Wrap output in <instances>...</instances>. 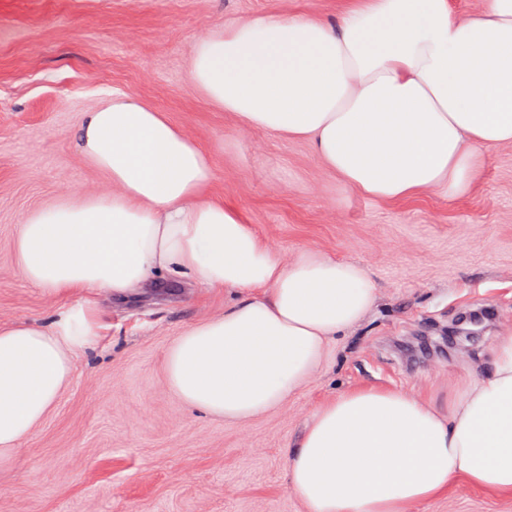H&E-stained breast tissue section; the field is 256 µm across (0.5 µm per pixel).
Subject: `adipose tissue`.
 Instances as JSON below:
<instances>
[{"instance_id":"obj_1","label":"adipose tissue","mask_w":512,"mask_h":512,"mask_svg":"<svg viewBox=\"0 0 512 512\" xmlns=\"http://www.w3.org/2000/svg\"><path fill=\"white\" fill-rule=\"evenodd\" d=\"M188 76L240 129L306 141L353 193L452 200L479 179L489 149L512 143V0L469 15L451 0H349L333 20L260 12L199 37ZM78 144L112 191L73 193L20 226L26 281L75 298L49 323L0 325V463L98 340L95 294L126 296L171 269L245 289L165 356L174 394L231 422L286 402L372 306L360 264L311 248L282 262L238 209L207 198V151L154 105L113 93L89 112ZM288 468L310 512H404L459 478L512 491V335L450 410L373 389L322 404Z\"/></svg>"}]
</instances>
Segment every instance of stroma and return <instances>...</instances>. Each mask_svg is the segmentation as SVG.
<instances>
[{
	"mask_svg": "<svg viewBox=\"0 0 512 512\" xmlns=\"http://www.w3.org/2000/svg\"><path fill=\"white\" fill-rule=\"evenodd\" d=\"M343 0H0V324L46 323L63 306L19 272L26 214L111 183L76 148L86 112L115 92L161 109L210 155L209 192L238 208L282 260L304 247L364 266L375 299L288 401L247 422L186 407L164 355L188 326L243 294L171 273L139 297L99 295L103 324L45 420L0 466V512H309L287 460L316 409L360 390L446 407L512 335V143L489 150L466 196L383 203L348 192L301 140L239 130L192 87L195 39L277 9L336 17ZM497 311L465 349L461 313ZM406 512H512V494L457 480Z\"/></svg>",
	"mask_w": 512,
	"mask_h": 512,
	"instance_id": "35a3bbf8",
	"label": "stroma"
}]
</instances>
